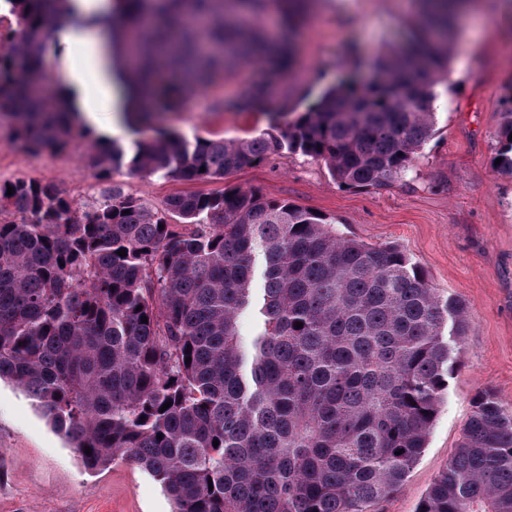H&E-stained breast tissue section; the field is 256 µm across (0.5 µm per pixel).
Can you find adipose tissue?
I'll use <instances>...</instances> for the list:
<instances>
[{
	"label": "adipose tissue",
	"instance_id": "ef3b65f1",
	"mask_svg": "<svg viewBox=\"0 0 512 512\" xmlns=\"http://www.w3.org/2000/svg\"><path fill=\"white\" fill-rule=\"evenodd\" d=\"M74 7L84 21L83 26L66 27L56 33L55 40L66 48L81 45L84 64L66 70L62 92L89 125H97L102 112L110 114L112 123L125 122L126 90L110 65L96 26L91 23L92 17L111 12L113 2L75 0Z\"/></svg>",
	"mask_w": 512,
	"mask_h": 512
}]
</instances>
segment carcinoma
<instances>
[{"label": "carcinoma", "instance_id": "obj_1", "mask_svg": "<svg viewBox=\"0 0 512 512\" xmlns=\"http://www.w3.org/2000/svg\"><path fill=\"white\" fill-rule=\"evenodd\" d=\"M73 2L0 0V125L27 151L61 146L77 126L41 68L55 32L74 22ZM118 2L97 21L133 58L135 128L269 50V0ZM283 2L269 81L289 65L285 41L306 5ZM423 4L411 40L376 60L384 86H331L315 106L279 113L276 133L246 140L190 143L160 130L126 147L96 137L87 164L102 180L124 165L209 180L287 150L323 161L346 188L387 186L433 134L448 15L468 0ZM266 89L224 109L269 111ZM507 102L498 157L512 174V94ZM259 252L264 328L245 345L237 322L254 304ZM466 322L465 304L442 298L399 246L344 236L334 220L253 188L152 209L115 188L79 207L50 183H0V380L36 401L86 466L121 459L149 472L174 512H371L426 448ZM419 512H512V416L493 394Z\"/></svg>", "mask_w": 512, "mask_h": 512}]
</instances>
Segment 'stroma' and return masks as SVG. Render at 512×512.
I'll return each mask as SVG.
<instances>
[{
	"mask_svg": "<svg viewBox=\"0 0 512 512\" xmlns=\"http://www.w3.org/2000/svg\"><path fill=\"white\" fill-rule=\"evenodd\" d=\"M422 0H315L292 44L293 62L272 86L288 107L314 106L346 76L368 77L382 50L410 33ZM480 12L456 22L448 71L434 88V132L411 169L380 190L339 185L324 162L284 151L268 162L214 180L143 177L128 168L108 180L85 162L88 141L74 134L59 152L27 153L0 125V182H49L80 204L112 188L162 207L180 193L255 188L334 219L344 235L372 246L393 243L426 272L432 287L467 306L468 330L448 379L427 446L402 488L376 512H418L433 479L446 467L479 394L491 392L512 414V175L495 157L512 94V43L498 29L501 0H478ZM262 80L256 65L227 70L183 109L154 127L115 132L130 144L156 129L188 141L248 139L274 131L278 116L228 112L222 103ZM174 504L144 469L121 460L88 469L27 394L0 381V512H173Z\"/></svg>",
	"mask_w": 512,
	"mask_h": 512,
	"instance_id": "35a3bbf8",
	"label": "stroma"
}]
</instances>
